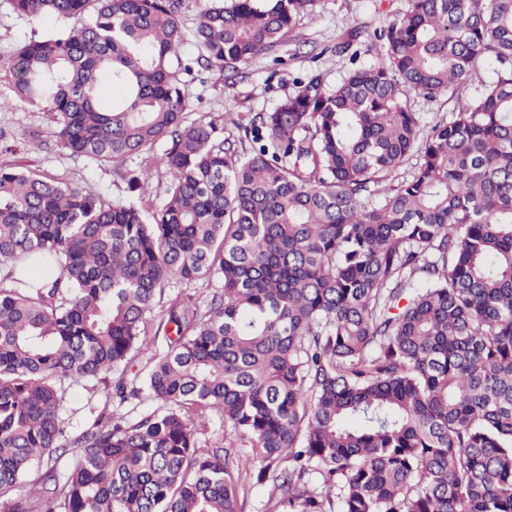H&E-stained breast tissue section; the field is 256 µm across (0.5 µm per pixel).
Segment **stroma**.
<instances>
[{
	"mask_svg": "<svg viewBox=\"0 0 512 512\" xmlns=\"http://www.w3.org/2000/svg\"><path fill=\"white\" fill-rule=\"evenodd\" d=\"M409 7L410 0H315L310 15L301 19L287 42L252 61L236 82H227L219 71L195 68L186 84L190 105L187 121L223 120L225 135L239 139L242 148H249L242 123L257 112L272 110L294 91L296 79L318 72L331 88L344 79L351 63L334 51L344 33L360 29L364 47L356 63L376 64L379 58L368 48L376 28L384 19L403 16ZM60 26V21L51 16H18L7 0H0V165L20 166L46 180L73 187H93L110 202L125 199L124 175L140 166V156L112 163L72 155L54 135V114L49 105L35 107L15 95L10 69L14 48L31 36ZM480 75V80L463 85L457 95L437 99L412 96L411 108L420 113L425 123H434L461 107L478 91L480 81L491 80L492 65L481 64ZM64 388L63 416L71 435L84 426L91 410L108 412L116 402L108 381L99 383V393L92 402L87 399L83 383L68 380Z\"/></svg>",
	"mask_w": 512,
	"mask_h": 512,
	"instance_id": "obj_1",
	"label": "stroma"
}]
</instances>
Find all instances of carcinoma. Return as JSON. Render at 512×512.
Wrapping results in <instances>:
<instances>
[{
    "mask_svg": "<svg viewBox=\"0 0 512 512\" xmlns=\"http://www.w3.org/2000/svg\"><path fill=\"white\" fill-rule=\"evenodd\" d=\"M9 2L74 21L10 60L63 148L169 145L118 203L0 166V263L56 273L0 288V512H241V469L270 512H512V0H411L376 35L380 63L296 82L244 127L247 152L215 119L186 123L185 77L241 74L314 0H202L190 32L182 0ZM361 37L336 53L355 61ZM483 61L495 79L456 116L412 111ZM157 166L170 185L149 214ZM213 274L206 306L177 297L152 324L171 281ZM139 354L142 386L119 377V405L65 440L64 381L89 382L90 406ZM143 395L163 411L127 421ZM207 414L251 454L200 447Z\"/></svg>",
    "mask_w": 512,
    "mask_h": 512,
    "instance_id": "obj_1",
    "label": "carcinoma"
}]
</instances>
